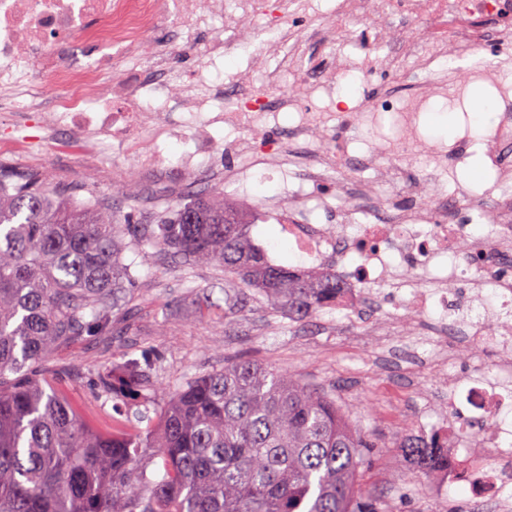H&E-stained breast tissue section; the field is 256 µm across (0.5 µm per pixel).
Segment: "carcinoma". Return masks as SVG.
<instances>
[{
  "instance_id": "cac0c4a2",
  "label": "carcinoma",
  "mask_w": 512,
  "mask_h": 512,
  "mask_svg": "<svg viewBox=\"0 0 512 512\" xmlns=\"http://www.w3.org/2000/svg\"><path fill=\"white\" fill-rule=\"evenodd\" d=\"M249 228L222 192L129 224L0 167V512H381L357 489L364 437L335 394L290 372L241 360L176 385L129 358L110 429L79 422L39 380L49 348L81 336L86 314L124 325L133 275L120 258L131 245L221 268L232 295L292 321L330 304L336 270L274 265ZM116 385L113 370L98 373L99 397L115 401ZM411 451L427 468L437 461L430 443Z\"/></svg>"
}]
</instances>
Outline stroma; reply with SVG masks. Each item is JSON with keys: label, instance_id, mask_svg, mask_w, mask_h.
<instances>
[{"label": "stroma", "instance_id": "stroma-1", "mask_svg": "<svg viewBox=\"0 0 512 512\" xmlns=\"http://www.w3.org/2000/svg\"><path fill=\"white\" fill-rule=\"evenodd\" d=\"M470 98L476 125L489 122L485 88L473 85ZM476 125L463 128L458 108L444 101L422 116L424 135L441 143H454L465 131L478 137ZM207 126L216 151L196 158L194 171L184 168L191 150L184 137L161 141L163 169L143 175L126 156L112 151L111 139L102 141L111 151L110 159L99 165L90 156L65 149L67 131H46L37 114H27L18 124L11 114L0 112V138H23L31 150L27 157L1 152L0 166L36 174L48 189L66 190L76 204H104L140 224L174 201L209 193L211 174H223L231 164L229 144L234 133L220 123ZM223 190L231 200L250 206L254 242L276 247L277 264L294 265L273 213V184L252 177L228 181ZM123 261L135 276L127 293L131 331L121 336L83 333L72 343L52 347L43 361L45 382L76 403L81 421L105 419L96 375L108 366L122 369L123 353L159 359L166 380L199 377L223 368L225 362L249 359L334 390L350 420L361 425L374 443L358 485L362 494L380 500L383 512H471L468 480L458 478L445 494H436L401 443L419 427L435 429L447 410L443 402L424 413L417 410L420 393L436 384L431 363L439 350H447L449 370L469 377L490 369L494 356L490 347L462 348L450 338L421 336L416 347L423 362L415 364L392 347L393 341L410 333L411 324L406 318L393 324L399 295L391 288L382 290L377 307L360 305L357 318L339 316L328 308L293 322L252 303L226 309L224 274L213 267L183 268L148 245L130 247Z\"/></svg>", "mask_w": 512, "mask_h": 512}]
</instances>
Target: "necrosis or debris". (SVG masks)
Masks as SVG:
<instances>
[{"label": "necrosis or debris", "mask_w": 512, "mask_h": 512, "mask_svg": "<svg viewBox=\"0 0 512 512\" xmlns=\"http://www.w3.org/2000/svg\"><path fill=\"white\" fill-rule=\"evenodd\" d=\"M307 9L306 0H0V107L46 114L47 130L65 128L76 151L93 135L108 136L132 152L140 169L162 160L152 143L176 135L167 112L213 110L239 131L232 149L245 168L272 179L335 180V223H298L310 209L308 194L279 202L276 218L289 247L304 268L334 266L339 309L360 297L375 300L382 288H404L402 309L421 330L494 349L493 373L439 376L449 406L464 404L485 427L473 434L451 416L447 433L430 440L476 459L492 454L493 464L479 471L472 507L512 512V166L500 157L512 147V97L503 67L473 72L493 93L498 119L480 140L463 137L453 157L464 164L473 143L483 146L490 186L470 196L467 207L494 225V235L460 224L437 174L451 157L445 147L427 145L420 131L424 110L440 92L436 73L443 64L464 61L492 37L512 42V0H336L331 17L316 27L318 58L292 26ZM162 27L176 30L177 42L154 41ZM251 46L264 95L253 94L249 75L236 80L232 93H203L210 65ZM197 52L204 64L194 73L171 67L173 54ZM373 60L392 77L411 74L410 94L367 113L326 112L315 103V93L333 94L337 75L354 62ZM35 79L51 82L56 94L18 93L20 81ZM288 107L299 110L289 136L257 149V134ZM365 126L382 132L369 158L378 168L372 180L348 150ZM458 280L489 289L506 320L493 327L468 314L449 319L456 297L448 285Z\"/></svg>", "instance_id": "1"}]
</instances>
